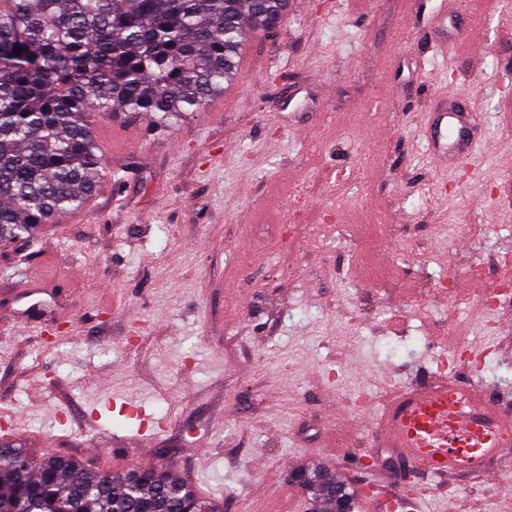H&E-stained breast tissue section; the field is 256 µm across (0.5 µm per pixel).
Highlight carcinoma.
<instances>
[{"label":"carcinoma","instance_id":"carcinoma-1","mask_svg":"<svg viewBox=\"0 0 512 512\" xmlns=\"http://www.w3.org/2000/svg\"><path fill=\"white\" fill-rule=\"evenodd\" d=\"M0 8V243L95 195L103 158L96 119L119 110L173 126L233 81L249 21L272 28L288 0H8ZM17 48L25 49L20 55ZM311 512L335 494L355 508L333 470L291 471ZM221 512L172 463L125 473L54 453L38 459L0 439V512Z\"/></svg>","mask_w":512,"mask_h":512}]
</instances>
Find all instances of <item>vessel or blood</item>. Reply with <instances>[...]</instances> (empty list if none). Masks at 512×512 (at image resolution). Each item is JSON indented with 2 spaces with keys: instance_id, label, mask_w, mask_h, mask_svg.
Returning a JSON list of instances; mask_svg holds the SVG:
<instances>
[{
  "instance_id": "b4317fda",
  "label": "vessel or blood",
  "mask_w": 512,
  "mask_h": 512,
  "mask_svg": "<svg viewBox=\"0 0 512 512\" xmlns=\"http://www.w3.org/2000/svg\"><path fill=\"white\" fill-rule=\"evenodd\" d=\"M427 133L443 165L459 163L472 150L463 109L436 113ZM35 294L27 283L16 289L18 318L40 309ZM374 445L395 450L400 464L432 477L481 475L490 460L512 447V409L490 400L479 384L442 377L393 393L375 429Z\"/></svg>"
}]
</instances>
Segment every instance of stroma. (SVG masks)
<instances>
[{
  "instance_id": "obj_1",
  "label": "stroma",
  "mask_w": 512,
  "mask_h": 512,
  "mask_svg": "<svg viewBox=\"0 0 512 512\" xmlns=\"http://www.w3.org/2000/svg\"><path fill=\"white\" fill-rule=\"evenodd\" d=\"M447 91L477 117L456 169L422 136ZM116 122L135 138L107 149L96 196L0 246V427L34 456L170 460L224 512H301L288 474L322 463L365 512L391 489L369 450L394 391L452 374L512 405V297L481 303L512 272V4L290 0L220 116L117 112L97 138ZM373 206L370 277L346 224ZM307 224L330 230L289 252L281 227ZM26 279L61 319L14 321ZM511 475L512 453L479 478L405 470L398 512H512Z\"/></svg>"
}]
</instances>
